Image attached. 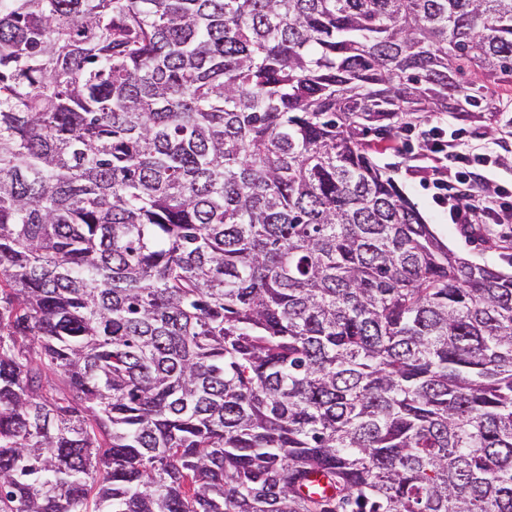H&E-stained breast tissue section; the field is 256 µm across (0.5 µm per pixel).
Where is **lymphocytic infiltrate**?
<instances>
[{"label":"lymphocytic infiltrate","instance_id":"lymphocytic-infiltrate-1","mask_svg":"<svg viewBox=\"0 0 512 512\" xmlns=\"http://www.w3.org/2000/svg\"><path fill=\"white\" fill-rule=\"evenodd\" d=\"M424 156L432 161V197L447 208L453 223L471 229L506 232L512 226V188L486 178L485 172L497 163L494 148L471 146L465 128L446 131L436 123L422 133Z\"/></svg>","mask_w":512,"mask_h":512}]
</instances>
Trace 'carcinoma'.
I'll return each mask as SVG.
<instances>
[{"label":"carcinoma","mask_w":512,"mask_h":512,"mask_svg":"<svg viewBox=\"0 0 512 512\" xmlns=\"http://www.w3.org/2000/svg\"><path fill=\"white\" fill-rule=\"evenodd\" d=\"M512 96V0H0V512H512V273L372 158Z\"/></svg>","instance_id":"carcinoma-1"}]
</instances>
